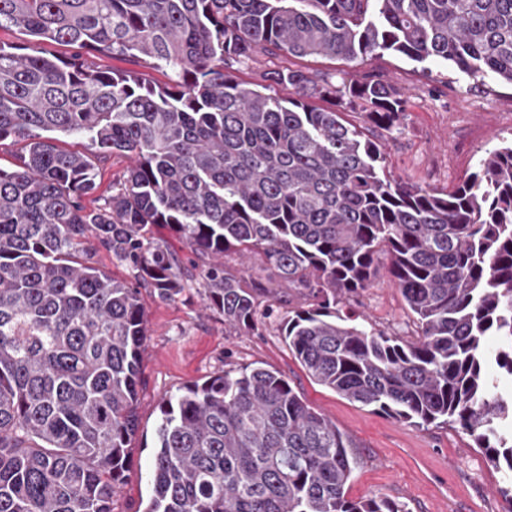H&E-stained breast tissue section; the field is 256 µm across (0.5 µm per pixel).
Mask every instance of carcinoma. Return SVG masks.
<instances>
[{
    "mask_svg": "<svg viewBox=\"0 0 512 512\" xmlns=\"http://www.w3.org/2000/svg\"><path fill=\"white\" fill-rule=\"evenodd\" d=\"M1 30L77 52L0 44V143L21 145L0 167V512H113L146 317L138 289L93 266L86 243L175 301L189 278L155 224L202 260L204 301L225 324L250 331L262 301L298 291L309 304L283 336L312 380L413 426L458 425L512 474V394L498 390L512 378V144L453 192L410 186L344 118L359 108L394 128L397 89L290 63L392 51L512 84V0H0ZM98 52L173 77L101 69ZM260 54L281 59L265 83L238 80ZM59 134L90 152L60 148ZM115 153L130 164L89 208L96 161ZM229 255L275 285L229 269ZM382 255L415 341L343 309ZM155 434L143 512H407L347 496L355 443L263 367L163 399Z\"/></svg>",
    "mask_w": 512,
    "mask_h": 512,
    "instance_id": "carcinoma-1",
    "label": "carcinoma"
}]
</instances>
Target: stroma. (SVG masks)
Here are the masks:
<instances>
[{
	"label": "stroma",
	"instance_id": "35a3bbf8",
	"mask_svg": "<svg viewBox=\"0 0 512 512\" xmlns=\"http://www.w3.org/2000/svg\"><path fill=\"white\" fill-rule=\"evenodd\" d=\"M312 76L339 83L380 80L402 95L403 111L395 129L367 128L379 143L387 172L418 187L445 193L478 172L495 148L512 143V84L494 77L475 82L454 64L430 58L422 62L386 52L364 62L308 58L300 63ZM152 236L194 274L180 300L159 299L132 269L111 252L90 244L93 265L137 288L146 314L137 401L139 428L130 463L114 501V512H143L150 494L149 470L155 428L164 398L186 385L229 368L261 366L288 377L298 394L357 445L361 459L348 486L352 499L385 496L407 512H512L500 495L507 483L460 428L417 427L350 402L313 381L290 353L282 336L289 312L307 307L296 291L280 290L272 306L260 307L256 326L243 331L225 324L203 300L202 263L162 224ZM347 312L406 341L418 329L381 258L369 288L349 298Z\"/></svg>",
	"mask_w": 512,
	"mask_h": 512
}]
</instances>
